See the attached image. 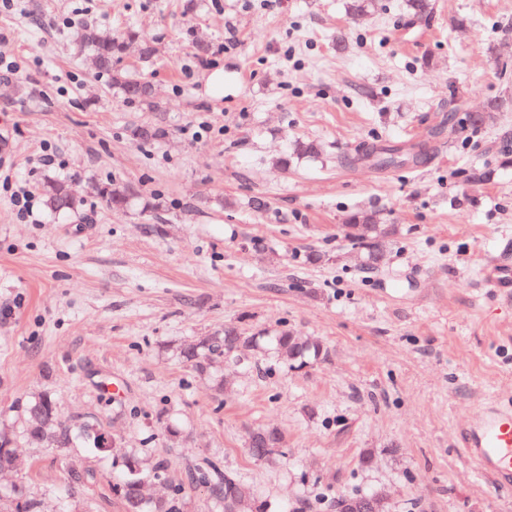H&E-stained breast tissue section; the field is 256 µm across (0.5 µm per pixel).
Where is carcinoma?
Masks as SVG:
<instances>
[{"instance_id":"cac0c4a2","label":"carcinoma","mask_w":512,"mask_h":512,"mask_svg":"<svg viewBox=\"0 0 512 512\" xmlns=\"http://www.w3.org/2000/svg\"><path fill=\"white\" fill-rule=\"evenodd\" d=\"M140 41L143 57L154 54L150 41L142 38L138 32L128 29L112 37H103L93 29L84 30L79 42L92 50L99 69L112 75V86L127 99L143 105L150 112H161L163 106L152 94L150 81L144 77H133L116 67L120 55L131 41ZM506 109V103L495 99L489 102L482 112L469 116L470 124L482 127L493 123L496 114ZM165 134V129L158 125L138 126L132 130L133 138L141 141L156 139ZM423 153L413 147L407 149L379 148L362 155V159L379 168L397 166L404 163H417ZM47 207L57 214H72L79 210L80 203L70 194L67 185L61 181L48 180L43 186ZM98 194L108 205H129L137 195L130 184L107 183L98 188ZM347 237L357 250L360 265L373 267L388 250L393 230L383 223L375 212L360 211L352 214L346 221ZM272 352L275 363L290 368H303L310 361L324 354L323 345L307 336L281 329L267 338L249 336L235 327L224 328L222 336H206L197 343L180 350V355L195 370L202 372L209 362L228 354L265 355ZM23 436L34 448H55L63 453L62 462L70 481L81 484L86 472L66 456L75 438L79 437L96 452H103L98 444L101 430L92 424H84L74 431L62 424L56 403L48 394H41L27 402L23 411ZM283 445V435L276 428H260L253 431L248 441V452L256 460H268ZM167 464L163 460L149 463L137 452L127 453L121 460V469L112 490L122 500L126 512H184L186 490L193 489L200 483L208 485L212 502L221 512H269L273 505L262 501L238 477L228 474L211 463L197 468L188 485H178L170 494L157 499H147L143 494L144 483L148 480H165ZM353 506L351 512H373L375 501L372 494L360 490L346 492L336 496V503ZM3 512H40V502L31 494L27 486L18 484L7 496V505Z\"/></svg>"}]
</instances>
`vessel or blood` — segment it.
<instances>
[{"label": "vessel or blood", "mask_w": 512, "mask_h": 512, "mask_svg": "<svg viewBox=\"0 0 512 512\" xmlns=\"http://www.w3.org/2000/svg\"><path fill=\"white\" fill-rule=\"evenodd\" d=\"M487 287L512 291V264L486 266ZM462 452L479 471L498 486L512 487V406L495 401L483 405L462 435Z\"/></svg>", "instance_id": "obj_1"}]
</instances>
